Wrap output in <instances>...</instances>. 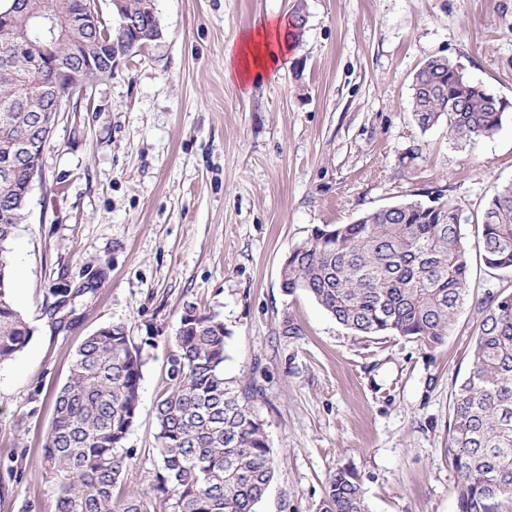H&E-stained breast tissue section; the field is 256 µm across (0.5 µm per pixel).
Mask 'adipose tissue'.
I'll list each match as a JSON object with an SVG mask.
<instances>
[{"mask_svg":"<svg viewBox=\"0 0 512 512\" xmlns=\"http://www.w3.org/2000/svg\"><path fill=\"white\" fill-rule=\"evenodd\" d=\"M290 26L286 16L269 15L243 30L224 51L225 77L247 93L261 78L281 71L292 48Z\"/></svg>","mask_w":512,"mask_h":512,"instance_id":"obj_1","label":"adipose tissue"}]
</instances>
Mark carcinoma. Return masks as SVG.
I'll list each match as a JSON object with an SVG mask.
<instances>
[{
	"mask_svg": "<svg viewBox=\"0 0 512 512\" xmlns=\"http://www.w3.org/2000/svg\"><path fill=\"white\" fill-rule=\"evenodd\" d=\"M16 14L13 40L0 44V362L20 352L32 329L9 290L11 242L27 217L29 167L14 144L42 140L26 107L31 99L69 102L86 91L85 49L96 35L73 20L78 0H32ZM50 11L48 31L37 14ZM127 23L154 24V0H125ZM62 63L47 70L43 55ZM414 78L411 112L426 130L448 117V135L469 143L494 134L507 109L455 63L430 57ZM461 208L439 193L428 203L405 199L351 224H324L291 249L281 288L303 291L358 335L399 336L435 347L444 342L469 288ZM485 267L512 272V182L486 205L479 245ZM51 311L74 307L93 288H53ZM470 368L455 393L448 454L459 474L458 512H512V293L486 297ZM229 332L216 314L190 306L168 339L165 385L156 404L157 458L149 488L130 489L132 454L123 442L139 414L149 333L123 323L96 330L73 355L55 395L43 448L58 478L50 512H256L275 474L256 402L261 388L224 375ZM321 512H367L356 473L330 477Z\"/></svg>",
	"mask_w": 512,
	"mask_h": 512,
	"instance_id": "carcinoma-1",
	"label": "carcinoma"
}]
</instances>
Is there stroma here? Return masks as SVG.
Here are the masks:
<instances>
[{
	"label": "stroma",
	"mask_w": 512,
	"mask_h": 512,
	"mask_svg": "<svg viewBox=\"0 0 512 512\" xmlns=\"http://www.w3.org/2000/svg\"><path fill=\"white\" fill-rule=\"evenodd\" d=\"M296 0H155L160 40L60 113L10 286L33 329L0 364V465L27 450L20 482L0 479V512H49L56 479L42 450L53 399L84 338L110 323L146 348L139 418L124 441L126 484L147 488L168 336L185 308L230 333L226 377L264 391L257 409L276 458L257 512H319L329 478L355 470L369 512H457L451 397L468 370L478 308L512 291L479 252L483 211L512 182V111L461 145L447 121L421 129L413 75L446 56L512 103V0H305L307 22L275 77L249 94L224 77V50ZM455 199L471 267L468 300L444 343L359 336L312 297L286 294L280 269L314 226L436 192ZM95 287L63 322L55 288Z\"/></svg>",
	"instance_id": "obj_1"
}]
</instances>
